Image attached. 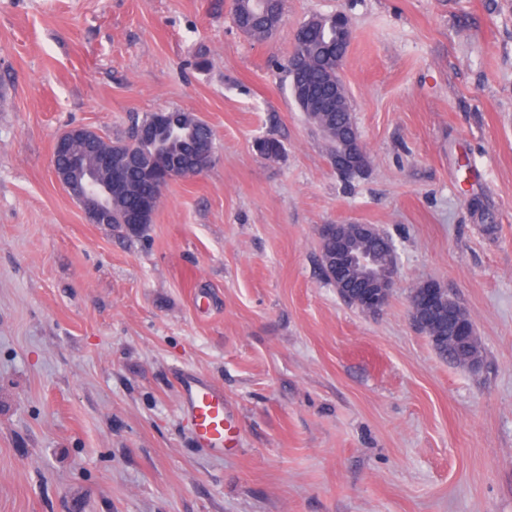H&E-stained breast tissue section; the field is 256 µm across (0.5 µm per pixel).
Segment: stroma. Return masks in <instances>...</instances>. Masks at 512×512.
Listing matches in <instances>:
<instances>
[{
    "mask_svg": "<svg viewBox=\"0 0 512 512\" xmlns=\"http://www.w3.org/2000/svg\"><path fill=\"white\" fill-rule=\"evenodd\" d=\"M337 12L369 158L348 183L287 73ZM172 110L211 127L212 165L143 235L85 223L58 135ZM336 223L396 249L380 313L320 264ZM426 280L479 371L410 323ZM185 375L223 392L232 446L196 443ZM0 512H512V0H285L266 40L231 0H0ZM452 341L457 344L460 351H468L470 352L468 355L461 357L465 360L468 367L471 369H477L480 365L479 352L475 354H471L473 351V342L478 347L477 336L474 334V326L470 321L465 319H461L454 330V336H450Z\"/></svg>",
    "mask_w": 512,
    "mask_h": 512,
    "instance_id": "35a3bbf8",
    "label": "stroma"
}]
</instances>
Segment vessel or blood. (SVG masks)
Instances as JSON below:
<instances>
[{
	"instance_id": "1",
	"label": "vessel or blood",
	"mask_w": 512,
	"mask_h": 512,
	"mask_svg": "<svg viewBox=\"0 0 512 512\" xmlns=\"http://www.w3.org/2000/svg\"><path fill=\"white\" fill-rule=\"evenodd\" d=\"M180 399L202 447L220 450L232 441L222 392L198 377L188 376L181 381Z\"/></svg>"
}]
</instances>
